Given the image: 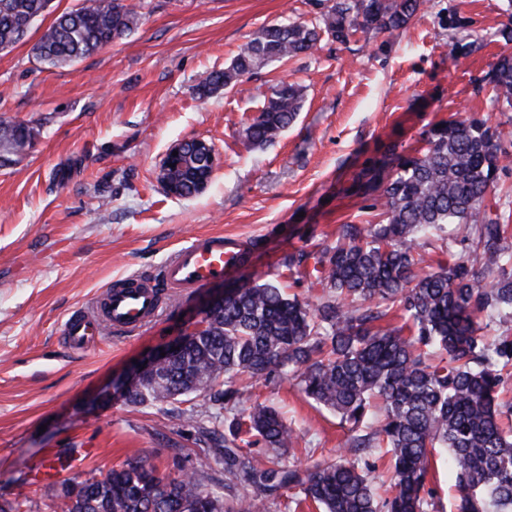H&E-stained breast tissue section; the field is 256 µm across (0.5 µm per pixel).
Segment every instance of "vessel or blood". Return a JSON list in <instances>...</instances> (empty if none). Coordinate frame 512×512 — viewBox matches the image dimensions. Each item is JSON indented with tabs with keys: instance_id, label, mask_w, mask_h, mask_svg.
Here are the masks:
<instances>
[{
	"instance_id": "1",
	"label": "vessel or blood",
	"mask_w": 512,
	"mask_h": 512,
	"mask_svg": "<svg viewBox=\"0 0 512 512\" xmlns=\"http://www.w3.org/2000/svg\"><path fill=\"white\" fill-rule=\"evenodd\" d=\"M247 241L224 235L193 236L162 266L158 279L132 275L107 285L90 307L70 316L62 334L70 349L97 347L105 331L134 333L152 323L162 293H187L244 267Z\"/></svg>"
}]
</instances>
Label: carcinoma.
Returning <instances> with one entry per match:
<instances>
[{"instance_id": "obj_1", "label": "carcinoma", "mask_w": 512, "mask_h": 512, "mask_svg": "<svg viewBox=\"0 0 512 512\" xmlns=\"http://www.w3.org/2000/svg\"><path fill=\"white\" fill-rule=\"evenodd\" d=\"M51 0H0V49L23 40ZM427 0H325L318 22L263 27L231 64L197 85L201 96L235 87L263 67L311 55L326 37L345 43L360 31L405 28ZM140 16L123 0H82L58 14L32 46L51 67L77 63L135 28ZM483 82L502 112H512V55L489 66ZM300 86L275 85L241 135L254 146L274 143L301 108ZM32 140L21 124L0 123V166ZM413 153L393 145L350 187L380 210L377 224L340 225V242L316 254H288L289 276L322 289L318 302L288 295L278 281L248 282L207 316V330L173 357L147 369L125 398L135 406L190 401L210 414L198 422L209 443L194 470L170 478L148 455L127 457L101 479L65 484L61 512H224L205 483L224 464L228 487L248 491L237 512L310 503L322 512H437L427 479L440 452L458 491L457 512H512V403L500 399L512 381V198L487 204L502 163L512 160L499 127L451 114L424 132ZM210 173L209 156L184 149ZM178 196L199 193L180 169ZM441 242L448 261L434 262ZM291 379L316 404L349 425L347 447L301 469L284 460L294 431L274 407L245 404L237 378ZM232 414L228 433L220 432ZM265 448V457L251 452ZM390 456L389 495L374 488L362 456Z\"/></svg>"}]
</instances>
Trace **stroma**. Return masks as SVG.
<instances>
[{
    "instance_id": "obj_1",
    "label": "stroma",
    "mask_w": 512,
    "mask_h": 512,
    "mask_svg": "<svg viewBox=\"0 0 512 512\" xmlns=\"http://www.w3.org/2000/svg\"><path fill=\"white\" fill-rule=\"evenodd\" d=\"M81 0H52L21 42L0 51V120L32 128L18 161L0 167V501L59 512L30 473L69 457L61 477H104L146 454L161 472L192 468L196 399L133 406L113 385L194 321L219 286L265 280L288 253L336 243L339 224L374 223L346 194L384 145L418 147L428 126L458 112L512 124L479 81L512 44L498 30L512 0H429L399 33L274 62L235 88L199 96L203 74L224 69L263 26L311 23L320 0H124L138 27L71 66L51 68L30 49L56 14ZM472 51L456 57V43ZM282 80L302 85L296 121L275 143L241 136ZM202 138L219 158L211 186L174 198L157 181L168 147ZM251 241L248 261L222 284L167 297L134 336L105 333L101 348L69 349L62 325L111 281L157 272L193 235ZM245 395L282 408L298 438L289 464L335 456L348 430L292 381H245Z\"/></svg>"
}]
</instances>
